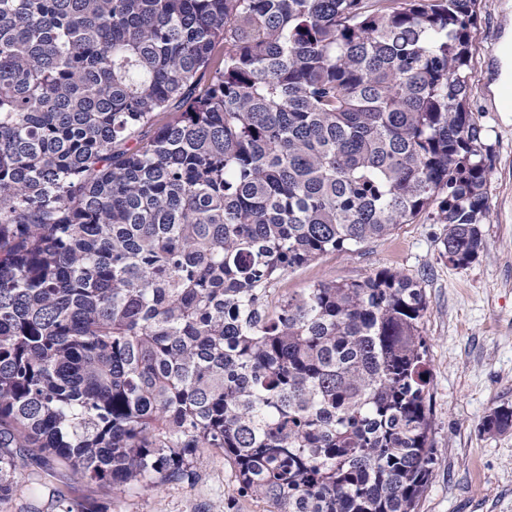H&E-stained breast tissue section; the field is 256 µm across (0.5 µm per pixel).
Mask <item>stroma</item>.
Wrapping results in <instances>:
<instances>
[{"instance_id": "35a3bbf8", "label": "stroma", "mask_w": 512, "mask_h": 512, "mask_svg": "<svg viewBox=\"0 0 512 512\" xmlns=\"http://www.w3.org/2000/svg\"><path fill=\"white\" fill-rule=\"evenodd\" d=\"M479 29L470 68L468 110L481 130L488 166L484 248L459 267L442 254L444 225L424 213L391 234L321 256L286 274L276 295L322 280H362L395 269L424 289V331L432 371L434 476L418 512H512V430L490 435L484 417L512 408V112L490 90L501 69L504 33L512 27V0H479ZM266 512L263 502L240 497L223 451L207 454L190 483L116 497L74 475L58 461L21 470L0 512Z\"/></svg>"}]
</instances>
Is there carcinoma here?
<instances>
[{"instance_id":"obj_1","label":"carcinoma","mask_w":512,"mask_h":512,"mask_svg":"<svg viewBox=\"0 0 512 512\" xmlns=\"http://www.w3.org/2000/svg\"><path fill=\"white\" fill-rule=\"evenodd\" d=\"M477 2L0 0V500L30 458L117 496L221 449L267 512H416L423 289L270 293L430 208L483 250Z\"/></svg>"}]
</instances>
